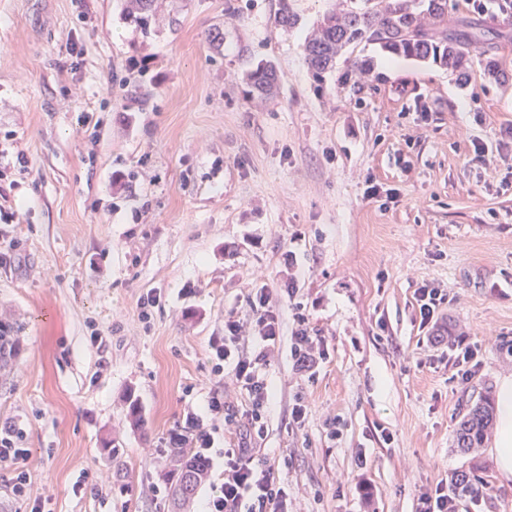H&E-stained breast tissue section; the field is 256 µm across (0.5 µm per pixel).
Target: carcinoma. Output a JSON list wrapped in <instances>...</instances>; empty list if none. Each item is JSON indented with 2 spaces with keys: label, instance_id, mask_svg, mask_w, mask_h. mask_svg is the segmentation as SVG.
Returning a JSON list of instances; mask_svg holds the SVG:
<instances>
[{
  "label": "carcinoma",
  "instance_id": "obj_1",
  "mask_svg": "<svg viewBox=\"0 0 512 512\" xmlns=\"http://www.w3.org/2000/svg\"><path fill=\"white\" fill-rule=\"evenodd\" d=\"M159 8V0H125L124 18L149 34V17ZM297 16L288 3L280 0L278 24L294 27ZM363 41L381 51L433 64L463 73L474 55L473 42L448 32V0H340L318 20L316 28L302 46L313 77L321 82L336 71L337 58L350 46ZM252 92L270 97L277 92L278 75L268 62H259L247 74ZM14 353L13 339L0 327V370ZM492 421L490 395L467 406L456 431L458 447L472 450L482 445ZM175 483L169 492L175 512H186L198 488L208 479L206 461L188 455L186 449L174 451Z\"/></svg>",
  "mask_w": 512,
  "mask_h": 512
}]
</instances>
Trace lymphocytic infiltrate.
Listing matches in <instances>:
<instances>
[{"label":"lymphocytic infiltrate","instance_id":"obj_1","mask_svg":"<svg viewBox=\"0 0 512 512\" xmlns=\"http://www.w3.org/2000/svg\"><path fill=\"white\" fill-rule=\"evenodd\" d=\"M278 302L277 294L271 289H253L247 297L249 322L225 321L223 335L210 341L215 375L231 372L236 383L247 391L249 405L243 411H231L220 388L215 389L208 400L207 411L212 424L234 423L238 440L234 447L224 451V476L220 483L212 485L206 512H288V493L276 476L274 464L262 457L254 446L265 431V406L269 398L262 367L281 342ZM294 321L291 352L297 367L306 371L325 359L326 351L322 337L310 327L304 313H296ZM249 344L255 346V354L246 352ZM22 438V432L16 427L0 430V462L10 463L14 468V499L31 502L30 512H44L43 504L31 499L25 469L29 451L21 447ZM169 444L193 449L208 458L213 452L214 439L198 415L192 412L170 433ZM482 495V487L467 480L452 488L439 482L421 491L416 512H460L463 503L479 500Z\"/></svg>","mask_w":512,"mask_h":512}]
</instances>
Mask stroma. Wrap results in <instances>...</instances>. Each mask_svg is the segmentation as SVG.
Returning <instances> with one entry per match:
<instances>
[{"instance_id": "stroma-1", "label": "stroma", "mask_w": 512, "mask_h": 512, "mask_svg": "<svg viewBox=\"0 0 512 512\" xmlns=\"http://www.w3.org/2000/svg\"><path fill=\"white\" fill-rule=\"evenodd\" d=\"M167 4L145 38L118 0H0V186L25 214L0 223L18 243L0 318L22 325L0 427L26 433L32 496L50 493V512H170L169 433L207 414L211 338L246 318L249 289L293 283L327 355L296 370L281 301L260 446L289 512H415L421 487L460 474L488 487L471 512H512L493 438L454 442L467 403L512 376V17L449 0V30L475 46L465 75L363 42L321 84L302 43L334 0H294L290 30L278 0ZM262 59L280 78L268 102L244 80ZM354 59L369 74L339 84ZM20 150L31 172L13 169ZM372 183L395 198L367 197ZM425 282L449 293V335L480 348L468 386L428 364L441 348L419 328ZM95 329L111 332L105 353ZM129 392L143 428L125 422ZM86 472L97 490L74 493ZM359 479L372 503L352 496Z\"/></svg>"}]
</instances>
